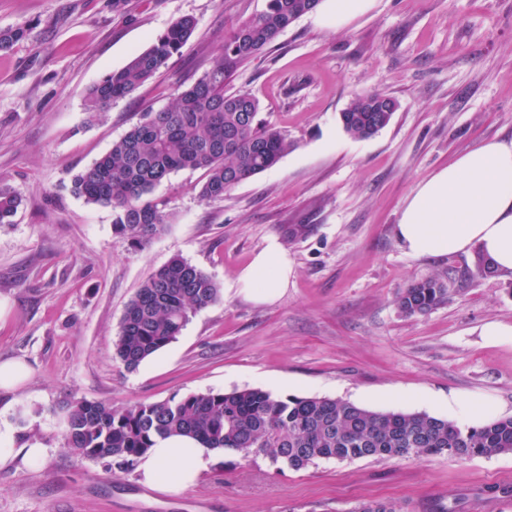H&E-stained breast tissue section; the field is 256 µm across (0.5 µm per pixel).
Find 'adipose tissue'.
Listing matches in <instances>:
<instances>
[{
  "instance_id": "adipose-tissue-1",
  "label": "adipose tissue",
  "mask_w": 512,
  "mask_h": 512,
  "mask_svg": "<svg viewBox=\"0 0 512 512\" xmlns=\"http://www.w3.org/2000/svg\"><path fill=\"white\" fill-rule=\"evenodd\" d=\"M395 232L412 257L467 254L476 248L495 271L512 273V141L486 142L418 186ZM291 273L286 247L272 237L236 283L248 299L271 303L284 294ZM46 453L39 438L18 440L10 425L0 424V467L19 462L37 468ZM214 455L191 438L169 437L140 457L138 478L150 489L178 493L196 484Z\"/></svg>"
}]
</instances>
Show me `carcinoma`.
I'll list each match as a JSON object with an SVG mask.
<instances>
[{"instance_id":"carcinoma-1","label":"carcinoma","mask_w":512,"mask_h":512,"mask_svg":"<svg viewBox=\"0 0 512 512\" xmlns=\"http://www.w3.org/2000/svg\"><path fill=\"white\" fill-rule=\"evenodd\" d=\"M320 0H268L265 10L241 22L224 39V51L167 107L142 113L111 149L73 180V192L112 207V229L140 250L168 226L166 203L155 187L179 171L203 169L200 195L220 200L239 183L274 167L293 147L288 134L259 117L251 92L224 91L240 66L251 61ZM189 16L174 20L145 50L107 74L87 95L90 115L108 108L167 67L194 32ZM25 34L0 31V51ZM396 99L379 91L355 96L340 112L343 130L355 139L387 127ZM18 195L0 183V224L10 223ZM221 298L220 285L192 263L174 257L155 270L125 308L114 341L115 356L128 370L173 342L190 314ZM448 300L439 278L416 281L397 296L400 311L425 314ZM190 436L205 447L263 456L278 471L299 470L320 460L447 457L463 460L512 453V417L463 428L425 412H377L328 397H278L260 388L190 394L116 407L108 402L67 405L65 441L83 458L112 457L130 466L156 441ZM352 512H402L395 502L364 504Z\"/></svg>"}]
</instances>
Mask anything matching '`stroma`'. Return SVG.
Returning a JSON list of instances; mask_svg holds the SVG:
<instances>
[{
  "mask_svg": "<svg viewBox=\"0 0 512 512\" xmlns=\"http://www.w3.org/2000/svg\"><path fill=\"white\" fill-rule=\"evenodd\" d=\"M266 3L0 0V30H27L0 52V182L22 199L0 224V361L28 371L25 387L0 391V406L26 407L20 437L48 448L40 468H0V512H352L374 500L403 512H512V454L279 471L221 452L194 486L166 494L141 485L135 468L65 446L66 402L126 407L244 388L456 422L449 398L473 396L512 416V336L484 334L491 322L512 325V274L479 276L472 253L411 257L395 234L421 183L484 142L512 141V0H372L339 26L334 0H321L228 86L252 92L293 149L220 200L201 198L204 170L172 174L153 191L172 220L143 250L114 234L111 207L73 193L75 175L142 112L171 104ZM184 15L197 26L167 67L89 116V89ZM368 90L399 108L378 134L355 139L339 114ZM290 224L314 230L286 243V292L246 299L236 277ZM175 256L211 275L221 299L127 370L113 348L124 310ZM427 277L447 283V302L403 314L398 291Z\"/></svg>",
  "mask_w": 512,
  "mask_h": 512,
  "instance_id": "stroma-1",
  "label": "stroma"
}]
</instances>
